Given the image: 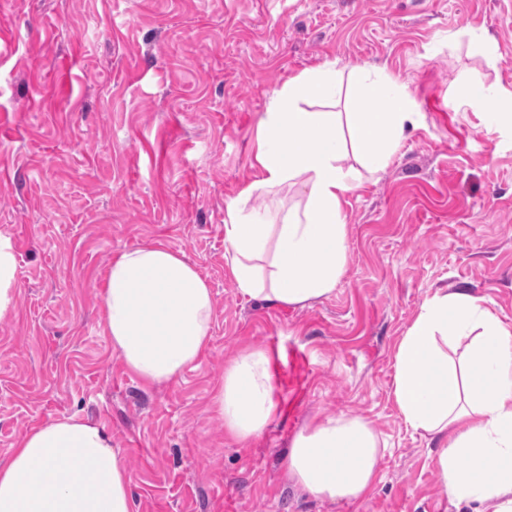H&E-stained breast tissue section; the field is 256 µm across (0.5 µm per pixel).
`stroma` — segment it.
I'll return each mask as SVG.
<instances>
[{
	"instance_id": "1",
	"label": "stroma",
	"mask_w": 512,
	"mask_h": 512,
	"mask_svg": "<svg viewBox=\"0 0 512 512\" xmlns=\"http://www.w3.org/2000/svg\"><path fill=\"white\" fill-rule=\"evenodd\" d=\"M489 31L495 55L471 39ZM377 63L410 82L418 122L344 206L348 264L304 307L244 297L224 259L225 203L253 179L257 122L289 76ZM512 89V0H0V232L16 308L0 319V460L53 419L104 424L137 512H458L438 444L403 421L395 354L422 303L464 289L512 325V130L456 86ZM184 253L215 300L211 340L148 386L103 330L113 254ZM262 349L275 416L253 441L211 407L227 362ZM359 416L386 449L366 498L287 480L294 436Z\"/></svg>"
}]
</instances>
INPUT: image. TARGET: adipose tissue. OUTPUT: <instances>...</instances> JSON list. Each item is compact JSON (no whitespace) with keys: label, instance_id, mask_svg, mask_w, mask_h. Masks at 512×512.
I'll use <instances>...</instances> for the list:
<instances>
[{"label":"adipose tissue","instance_id":"1","mask_svg":"<svg viewBox=\"0 0 512 512\" xmlns=\"http://www.w3.org/2000/svg\"><path fill=\"white\" fill-rule=\"evenodd\" d=\"M349 78L358 109L309 112ZM416 125L409 82L367 64L341 75L321 64L288 78L259 120L255 179L226 204L224 257L242 295L305 306L331 294L348 262L350 194L360 170L388 166ZM355 166H348V158ZM295 188L280 223L249 209L254 195ZM17 262L0 233V318L16 308ZM101 300L105 332L125 366L151 385L173 381L208 347L211 288L183 253L127 247L109 264ZM267 354L245 353L224 371L212 403L226 431L246 442L276 411ZM393 395L404 422L440 440L442 491L471 512H512V326L465 290L426 299L402 337ZM385 449L371 423L329 417L300 431L287 472L311 495L363 498ZM131 478L103 424L73 415L29 431L0 464V512H135Z\"/></svg>","mask_w":512,"mask_h":512}]
</instances>
